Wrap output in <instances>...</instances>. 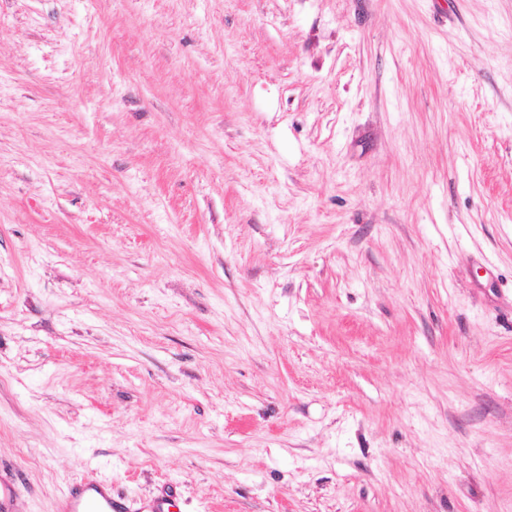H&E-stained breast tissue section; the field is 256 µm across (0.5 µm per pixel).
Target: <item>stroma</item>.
<instances>
[{"label":"stroma","mask_w":512,"mask_h":512,"mask_svg":"<svg viewBox=\"0 0 512 512\" xmlns=\"http://www.w3.org/2000/svg\"><path fill=\"white\" fill-rule=\"evenodd\" d=\"M177 512H512V0H0V477Z\"/></svg>","instance_id":"35a3bbf8"}]
</instances>
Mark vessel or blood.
Here are the masks:
<instances>
[{"instance_id":"1","label":"vessel or blood","mask_w":512,"mask_h":512,"mask_svg":"<svg viewBox=\"0 0 512 512\" xmlns=\"http://www.w3.org/2000/svg\"><path fill=\"white\" fill-rule=\"evenodd\" d=\"M171 495L163 494L148 502H122L112 496V485L93 475L74 480L64 494L61 512H170Z\"/></svg>"}]
</instances>
